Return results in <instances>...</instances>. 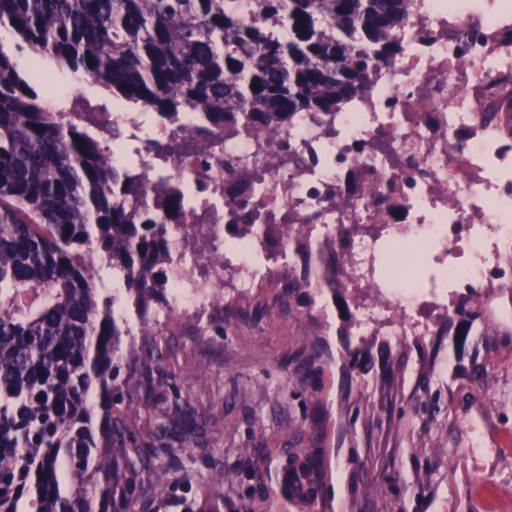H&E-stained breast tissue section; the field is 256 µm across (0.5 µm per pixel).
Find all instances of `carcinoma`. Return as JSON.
I'll return each instance as SVG.
<instances>
[{"label":"carcinoma","instance_id":"obj_1","mask_svg":"<svg viewBox=\"0 0 512 512\" xmlns=\"http://www.w3.org/2000/svg\"><path fill=\"white\" fill-rule=\"evenodd\" d=\"M409 2L0 0V28L35 56L22 70L0 43V512H126L115 498L126 475L162 490L157 461L202 430L179 395L139 378L133 396L160 419L146 451L109 398L122 330L119 293H106L103 274L140 304L169 302L170 230L186 196L118 164L91 117L47 109L41 60L161 117L200 112L212 132L243 124L274 145L298 113H335L365 92L369 74L402 51ZM205 150L182 131L143 144L157 157ZM250 190L243 172L224 183L230 201ZM212 222L205 214L194 225L191 246L220 264ZM297 249L303 269L284 272V298L310 274V254ZM321 268L331 290L341 287L336 247Z\"/></svg>","mask_w":512,"mask_h":512}]
</instances>
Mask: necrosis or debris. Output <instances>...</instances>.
I'll list each match as a JSON object with an SVG mask.
<instances>
[{"label": "necrosis or debris", "mask_w": 512, "mask_h": 512, "mask_svg": "<svg viewBox=\"0 0 512 512\" xmlns=\"http://www.w3.org/2000/svg\"><path fill=\"white\" fill-rule=\"evenodd\" d=\"M402 53L371 73L369 88L333 115L303 112L280 134L285 158L268 166L251 136L211 137L205 163L149 158L153 174L188 198L184 222L258 213L245 241H225L223 267L199 273L206 255L175 235L169 314L210 308V283L245 289L297 261L296 241L343 253L344 288L378 293L358 308V335L395 345L434 336L449 295L494 296L512 288V0H411ZM59 111L81 105L96 129L127 152L141 125L41 76ZM262 169L242 204L224 197L229 168ZM296 224L298 240L269 249L270 224Z\"/></svg>", "instance_id": "obj_1"}]
</instances>
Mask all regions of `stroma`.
<instances>
[{
    "label": "stroma",
    "mask_w": 512,
    "mask_h": 512,
    "mask_svg": "<svg viewBox=\"0 0 512 512\" xmlns=\"http://www.w3.org/2000/svg\"><path fill=\"white\" fill-rule=\"evenodd\" d=\"M277 282L221 307L160 320L162 305L116 308L131 335L112 358V412L131 403L127 382L142 325L153 329L154 376L203 415L199 443L173 444L161 496L128 479L117 494L134 512H512V319L477 296H454L441 333L394 346L351 331L369 292L308 288L290 299ZM475 310L487 336L469 333ZM304 451L317 492L292 504L277 474ZM224 486L210 489L212 465Z\"/></svg>",
    "instance_id": "35a3bbf8"
}]
</instances>
